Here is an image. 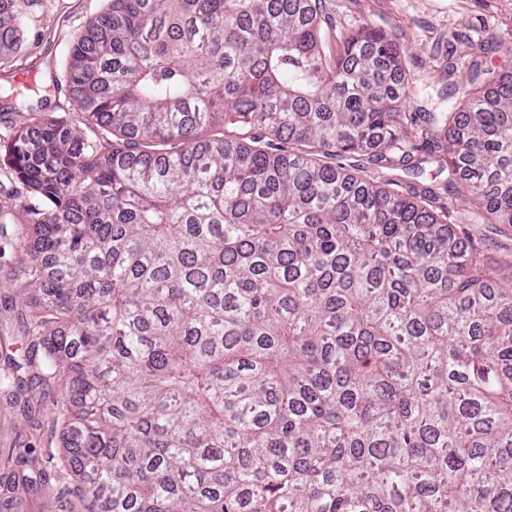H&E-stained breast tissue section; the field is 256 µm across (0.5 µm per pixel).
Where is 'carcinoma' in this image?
<instances>
[{
  "label": "carcinoma",
  "mask_w": 512,
  "mask_h": 512,
  "mask_svg": "<svg viewBox=\"0 0 512 512\" xmlns=\"http://www.w3.org/2000/svg\"><path fill=\"white\" fill-rule=\"evenodd\" d=\"M19 47L41 0H6ZM95 128L6 145L17 281L42 295L78 512H512V275L448 223L512 225V82L422 116L402 51L322 0H107L62 71ZM368 156L352 170L343 154Z\"/></svg>",
  "instance_id": "obj_1"
}]
</instances>
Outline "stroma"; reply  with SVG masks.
Listing matches in <instances>:
<instances>
[{"label":"stroma","mask_w":512,"mask_h":512,"mask_svg":"<svg viewBox=\"0 0 512 512\" xmlns=\"http://www.w3.org/2000/svg\"><path fill=\"white\" fill-rule=\"evenodd\" d=\"M101 0H43L23 31L20 53L0 60V141L11 139L30 121L22 110L25 83L49 80L83 26L97 15ZM326 22L338 34L361 25L383 30L404 49L406 67L416 78L409 95L414 112L434 111L441 87L464 94L474 64L512 77V0H323ZM458 65L447 75V59ZM451 223L480 238L490 256L512 251V226L473 224L460 195L441 194ZM18 253L14 242L0 240V512H49L60 484L48 461L58 429L39 392L18 386V363L30 344L26 317L35 299L13 279Z\"/></svg>","instance_id":"obj_1"}]
</instances>
